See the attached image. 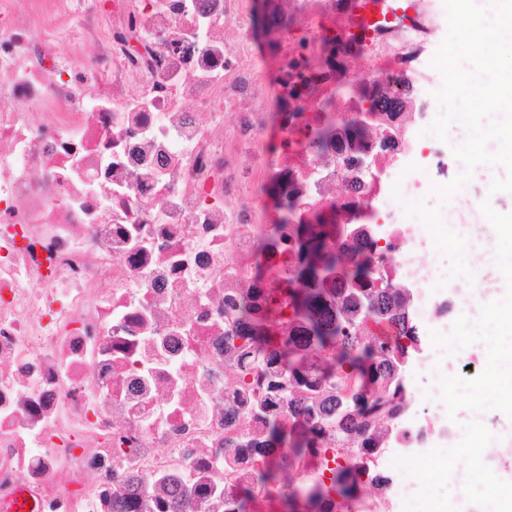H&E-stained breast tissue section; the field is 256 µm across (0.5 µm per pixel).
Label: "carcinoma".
I'll return each mask as SVG.
<instances>
[{
    "instance_id": "1",
    "label": "carcinoma",
    "mask_w": 512,
    "mask_h": 512,
    "mask_svg": "<svg viewBox=\"0 0 512 512\" xmlns=\"http://www.w3.org/2000/svg\"><path fill=\"white\" fill-rule=\"evenodd\" d=\"M305 56L289 62L288 77L316 89L304 73ZM369 104L377 112L394 110L381 104L369 89H354L336 77V96L323 99L325 120L314 131L312 144L327 150L341 137L355 138L364 129L347 116L332 115L333 98ZM281 211L277 227L261 232L257 259L247 271L249 288L227 303L231 321L224 330V354L237 368L234 392L251 398L249 416L263 417L261 427L245 428L224 437V447L239 457H270L267 467L237 485V512H247L255 495L276 488L286 512H353L360 484L386 492L391 478L372 469L375 449L381 447V423L399 426L408 404L398 370L421 351L413 318L401 312L400 297L386 292L381 273L386 248L363 238L358 224L338 229L335 216L319 212L308 221L297 219L295 194L269 189ZM294 244L293 266L285 267L275 297L264 291L267 263L279 256L288 262V243ZM346 288H359L386 317L393 336L380 337L358 318L351 325L336 319L328 299ZM286 399L287 426L268 412L276 398ZM333 450L345 464L331 470L330 484L295 487L279 482L280 467Z\"/></svg>"
}]
</instances>
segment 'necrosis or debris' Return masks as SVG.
Returning a JSON list of instances; mask_svg holds the SVG:
<instances>
[{"mask_svg": "<svg viewBox=\"0 0 512 512\" xmlns=\"http://www.w3.org/2000/svg\"><path fill=\"white\" fill-rule=\"evenodd\" d=\"M245 0H0V499L22 490L34 512H233L224 437L244 420L224 362L225 296L245 291L254 228L281 220L224 156L232 133L263 178L296 193L303 217L377 225L416 293L417 325L450 329L416 260L406 201L426 184L415 159L447 152L427 130L442 109L416 72L422 109L390 114L402 157L381 131L348 155L373 154L368 186L344 181L335 151L311 144L321 112L288 97V31L231 44ZM276 118V153L257 144ZM242 202L229 208L225 197ZM468 203L440 221L461 248L494 243ZM463 314L481 318L498 290L460 275ZM141 490L130 495L127 480Z\"/></svg>", "mask_w": 512, "mask_h": 512, "instance_id": "obj_1", "label": "necrosis or debris"}]
</instances>
